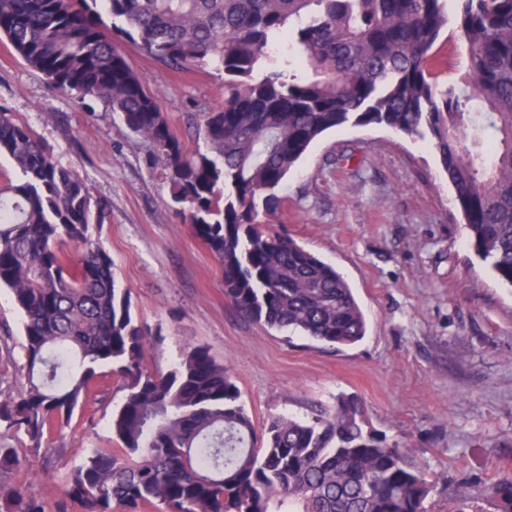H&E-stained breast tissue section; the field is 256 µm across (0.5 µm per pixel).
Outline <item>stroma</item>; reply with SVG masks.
Returning a JSON list of instances; mask_svg holds the SVG:
<instances>
[{"mask_svg":"<svg viewBox=\"0 0 512 512\" xmlns=\"http://www.w3.org/2000/svg\"><path fill=\"white\" fill-rule=\"evenodd\" d=\"M158 91L172 131L193 143L194 116L224 103L216 71L178 72L125 45ZM0 108L29 125L55 157L112 205L96 230L117 284L148 334L144 361L168 372L191 347L223 363L256 430L288 415L332 412L357 397L371 427L409 448L433 486L428 512H496L488 494L512 470V286L468 242L434 145L383 125H345L315 142L281 189L276 228L336 267L354 289L367 334L334 349L243 318L219 264L182 223L147 143L94 99L77 103L0 41ZM23 316L0 289V395L24 366ZM121 380L101 376L69 427L42 447L0 425L26 453L12 483L57 512L70 472L93 448H114Z\"/></svg>","mask_w":512,"mask_h":512,"instance_id":"stroma-1","label":"stroma"}]
</instances>
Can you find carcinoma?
I'll return each mask as SVG.
<instances>
[{"label": "carcinoma", "instance_id": "obj_1", "mask_svg": "<svg viewBox=\"0 0 512 512\" xmlns=\"http://www.w3.org/2000/svg\"><path fill=\"white\" fill-rule=\"evenodd\" d=\"M0 0V39L55 88L91 97L143 138L163 166L182 221L217 258L242 316L334 348L366 334L344 276L267 218L281 184L325 132L385 125L439 152L471 246L512 286V0ZM468 46L453 85L433 49L450 21ZM176 70L224 73V106L187 146L159 94L121 48ZM0 288L24 316L25 385L0 399V422L41 447L69 425L104 367L124 379L112 414L120 453L95 448L68 476L83 512H425L432 492L409 449L338 399L310 421L274 416L257 436L240 391L203 347L165 374L144 365L146 333L91 229L108 201L0 110ZM76 248L66 254L61 243ZM0 512H45L7 476ZM512 512V474L493 484Z\"/></svg>", "mask_w": 512, "mask_h": 512}]
</instances>
